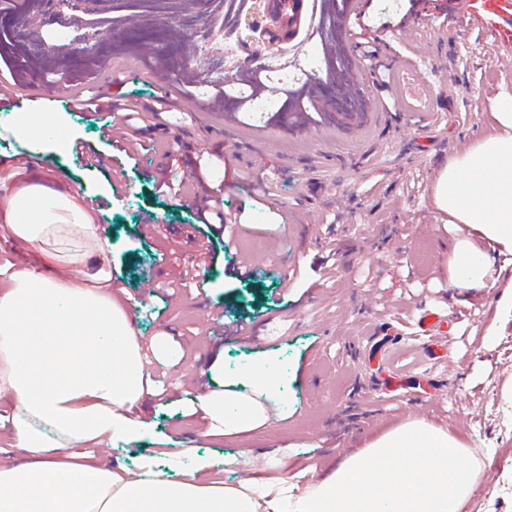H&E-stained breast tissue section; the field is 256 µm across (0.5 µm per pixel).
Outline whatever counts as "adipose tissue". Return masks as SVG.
Wrapping results in <instances>:
<instances>
[{
  "instance_id": "adipose-tissue-1",
  "label": "adipose tissue",
  "mask_w": 512,
  "mask_h": 512,
  "mask_svg": "<svg viewBox=\"0 0 512 512\" xmlns=\"http://www.w3.org/2000/svg\"><path fill=\"white\" fill-rule=\"evenodd\" d=\"M489 134L449 158L434 201L457 235L448 280L483 291L496 261L512 264V99ZM0 223L38 257L75 238L84 278L46 276L34 263L0 281V395L17 407L8 438L20 459L0 465V512H462L481 464L448 431L408 419L298 489L286 460L260 458L261 477L227 485L202 467L180 473L142 465L137 474L69 454L139 431L133 409L150 393L145 349L115 298L97 220L81 189L46 179L26 159L0 162ZM209 433L240 434L265 423L263 405L227 388L201 396Z\"/></svg>"
}]
</instances>
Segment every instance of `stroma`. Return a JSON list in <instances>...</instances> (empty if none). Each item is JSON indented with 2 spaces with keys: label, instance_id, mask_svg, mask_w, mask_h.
Returning <instances> with one entry per match:
<instances>
[{
  "label": "stroma",
  "instance_id": "obj_1",
  "mask_svg": "<svg viewBox=\"0 0 512 512\" xmlns=\"http://www.w3.org/2000/svg\"><path fill=\"white\" fill-rule=\"evenodd\" d=\"M473 0H424L411 29L400 20L409 0H366L368 25L387 31L388 63L414 68L433 86L429 112L391 113L376 89L377 66L354 47L349 76L363 95L344 114L336 96L316 92L317 119L250 113L239 122L233 104L215 109L206 95H179V81L157 54L118 55L110 69L74 66L82 87L152 107L167 97L160 125L144 123L153 151L123 158L122 178L85 165L68 146L43 141L38 161L47 176L78 185L97 214L98 234L112 245V273L137 335L177 340L168 359L148 366L155 390L141 408L146 429L109 446L78 451L107 467L138 472L209 464L210 475L234 484L255 476L240 457L284 455L288 471L308 482L407 419L448 430L483 466L467 512H512V318L495 308L512 289V270L495 288L454 301L444 271L456 230L435 207L433 194L449 157L481 140L502 100L512 98V41L463 22ZM451 9L457 24L440 26ZM63 86L31 77L15 95L60 125L66 136L108 152L102 112H74ZM209 165L207 184L195 178ZM170 170L185 182L184 197L156 195L151 177ZM223 185L224 206L243 209L242 222L214 241L203 269L205 290L167 295L160 287L173 263L193 267L186 231L195 201ZM149 224L159 234L146 233ZM336 252L331 276L317 261ZM253 277L231 273L243 256ZM157 286L144 291L146 277ZM449 318L448 332L422 331L420 314ZM253 321L256 337L229 335L225 324ZM267 363L276 382L264 405L268 421L250 432L207 435L195 418L201 395L236 383L252 393L263 383L253 368Z\"/></svg>",
  "mask_w": 512,
  "mask_h": 512
}]
</instances>
